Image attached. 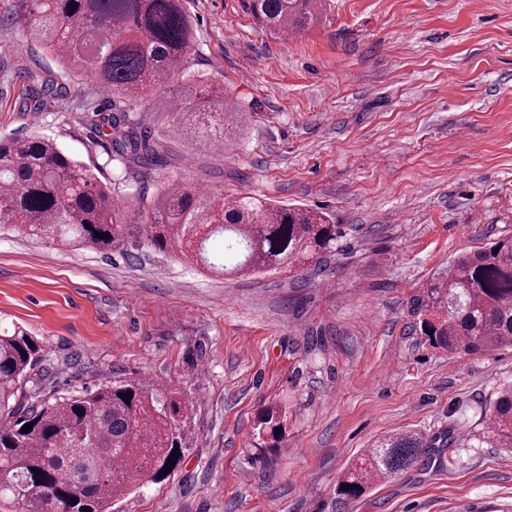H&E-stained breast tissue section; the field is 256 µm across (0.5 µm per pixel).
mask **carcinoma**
<instances>
[{
	"mask_svg": "<svg viewBox=\"0 0 512 512\" xmlns=\"http://www.w3.org/2000/svg\"><path fill=\"white\" fill-rule=\"evenodd\" d=\"M248 11L276 33L300 32L316 20V0H249ZM25 42L40 45L69 72L113 97L112 150L90 168L49 138L0 140V224L57 245L110 252L137 237L166 254L180 250L203 271L267 275L301 270L336 251L339 227L309 208L276 205L249 194L224 198L172 180L151 200L122 206L115 196L136 168L165 166L159 143L141 131L142 106L172 82L182 84L170 108L193 130L224 144L230 120L243 117L224 87L189 69L192 24L184 0H19L3 16ZM63 86L31 90L37 107ZM420 331L450 355L512 345V235L455 256L448 273L413 300ZM17 326L0 325V499L17 512H110L112 502L165 479L172 450L186 443L191 412L180 389L146 380L116 381L94 391L45 392L53 364ZM492 431L512 447V387L491 414ZM33 423L32 430L23 426ZM288 408L267 405L255 425L257 457L287 436ZM428 448L423 433L386 436L347 467L334 487L335 509L378 482L416 465Z\"/></svg>",
	"mask_w": 512,
	"mask_h": 512,
	"instance_id": "carcinoma-1",
	"label": "carcinoma"
}]
</instances>
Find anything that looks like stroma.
<instances>
[{
	"instance_id": "1",
	"label": "stroma",
	"mask_w": 512,
	"mask_h": 512,
	"mask_svg": "<svg viewBox=\"0 0 512 512\" xmlns=\"http://www.w3.org/2000/svg\"><path fill=\"white\" fill-rule=\"evenodd\" d=\"M285 38L247 0H185L193 67L249 119L208 150L177 116L148 112L173 154L123 194L176 179L327 212L341 236L288 276L201 275L130 242L107 255L0 230V316L42 342L51 390L144 378L181 389L179 466L117 512H321L338 475L379 439L423 432V460L348 512H512V451L488 410L512 382V347L449 358L413 300L457 253L512 233V0H321ZM63 67L0 24V139L45 136L99 166L108 96L74 83L51 111L30 88ZM287 402L288 445L253 457L262 407Z\"/></svg>"
}]
</instances>
